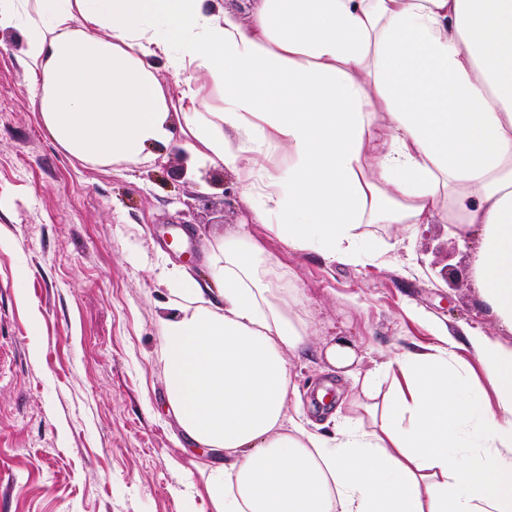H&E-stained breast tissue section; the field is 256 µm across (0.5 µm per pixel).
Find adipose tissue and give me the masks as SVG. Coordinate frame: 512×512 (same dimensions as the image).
<instances>
[{
  "label": "adipose tissue",
  "instance_id": "1",
  "mask_svg": "<svg viewBox=\"0 0 512 512\" xmlns=\"http://www.w3.org/2000/svg\"><path fill=\"white\" fill-rule=\"evenodd\" d=\"M7 28L70 156L146 162L177 129L242 184L250 223L211 245L207 280L167 271L162 322L169 409L215 457L216 512H512V347L469 336L486 395L448 333L390 373L339 338L326 359L371 422L312 431L287 360L309 320L251 234L347 265L374 257L365 224L475 234L473 286L512 334V0H256L246 21L207 0H0Z\"/></svg>",
  "mask_w": 512,
  "mask_h": 512
}]
</instances>
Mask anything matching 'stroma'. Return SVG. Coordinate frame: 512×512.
Segmentation results:
<instances>
[{"instance_id":"35a3bbf8","label":"stroma","mask_w":512,"mask_h":512,"mask_svg":"<svg viewBox=\"0 0 512 512\" xmlns=\"http://www.w3.org/2000/svg\"><path fill=\"white\" fill-rule=\"evenodd\" d=\"M25 37L0 32V512H215L211 456L167 411L162 318L173 297L161 268L208 276L209 246L244 221L237 177L202 166L173 140L143 164L83 163L40 119ZM376 260L290 254L261 225L265 262L283 263L311 320L288 356L311 425L335 382L324 351L351 338L367 370L479 331L512 347L472 286L474 240L446 225L365 224Z\"/></svg>"}]
</instances>
